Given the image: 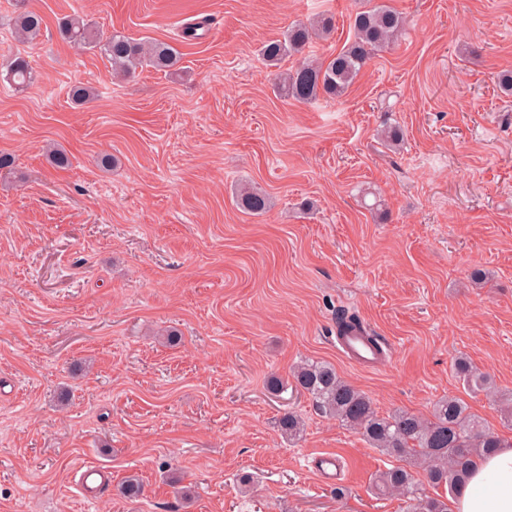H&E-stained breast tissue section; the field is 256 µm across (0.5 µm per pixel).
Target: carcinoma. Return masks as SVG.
I'll list each match as a JSON object with an SVG mask.
<instances>
[{"label": "carcinoma", "mask_w": 512, "mask_h": 512, "mask_svg": "<svg viewBox=\"0 0 512 512\" xmlns=\"http://www.w3.org/2000/svg\"><path fill=\"white\" fill-rule=\"evenodd\" d=\"M405 25V17L387 4L357 12L351 23V41L325 61L303 60L279 74L278 95L298 102L321 94L332 99L342 97L373 55L388 46ZM44 27V17L25 5L13 18L15 33L24 41L40 37ZM333 27V18L325 15L317 16L314 22H297L281 38L265 43L261 56L266 64L276 66L287 57L303 53L310 42L326 36ZM58 32L66 42L99 53L110 63L112 74L120 78L130 77L144 66L169 71L181 60L179 50L168 43L141 41L120 32L108 34L80 16L61 17ZM2 67L17 90H24L34 79L29 61L21 55L1 56ZM237 198L239 205L251 214H263L271 206L268 195L251 185L240 187ZM455 368L470 390L489 388V376L476 371L466 359H458ZM291 378L295 388L308 394L319 411L356 430L380 452L401 461L378 475L374 490L378 495L402 496L407 512H448V498L425 494L415 480L414 470H422L432 487H443L455 494L475 459L503 442L457 397L437 400L427 417L404 411L384 416L368 395L343 380L328 363L302 361L292 368ZM279 426L290 438L303 431L302 421L293 413L284 414Z\"/></svg>", "instance_id": "cac0c4a2"}]
</instances>
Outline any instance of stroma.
Returning a JSON list of instances; mask_svg holds the SVG:
<instances>
[{"label":"stroma","mask_w":512,"mask_h":512,"mask_svg":"<svg viewBox=\"0 0 512 512\" xmlns=\"http://www.w3.org/2000/svg\"><path fill=\"white\" fill-rule=\"evenodd\" d=\"M387 2L407 19L397 41L342 98L297 103L275 92L263 43L328 14L335 29L305 50L323 60L368 0H26L47 28L24 44L16 0H0V53L34 70L22 91L0 79V153L15 158L0 175V512H406L373 490L394 458L294 386L269 389L301 360L333 365L379 413L455 396L512 439L496 402L512 391V94L498 85L512 0ZM74 13L177 45L178 70L113 79L59 37ZM78 83L90 104L72 103ZM52 144L68 168L47 161ZM243 184L271 210L238 207ZM343 309L389 347L384 369L337 353ZM461 356L490 390L469 391ZM287 412L300 439L279 430ZM325 453L340 480L312 469ZM89 463L112 471L92 503L74 484ZM131 475L142 493L127 499L115 487Z\"/></svg>","instance_id":"obj_1"}]
</instances>
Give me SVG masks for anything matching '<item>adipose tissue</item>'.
<instances>
[{"mask_svg": "<svg viewBox=\"0 0 512 512\" xmlns=\"http://www.w3.org/2000/svg\"><path fill=\"white\" fill-rule=\"evenodd\" d=\"M454 512H512V444L477 458L454 502Z\"/></svg>", "mask_w": 512, "mask_h": 512, "instance_id": "adipose-tissue-1", "label": "adipose tissue"}]
</instances>
